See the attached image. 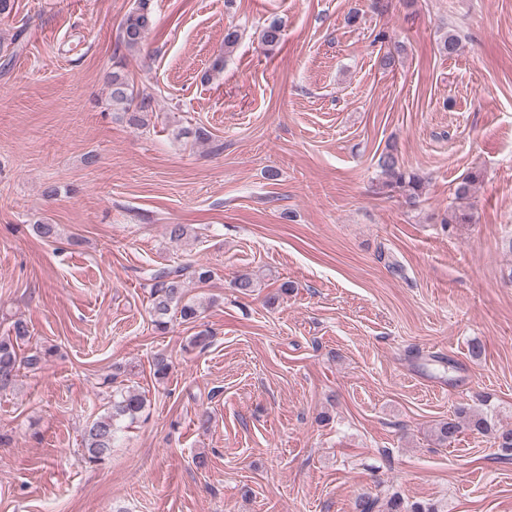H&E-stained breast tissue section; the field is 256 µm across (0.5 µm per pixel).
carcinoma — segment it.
Here are the masks:
<instances>
[{
    "mask_svg": "<svg viewBox=\"0 0 512 512\" xmlns=\"http://www.w3.org/2000/svg\"><path fill=\"white\" fill-rule=\"evenodd\" d=\"M149 0H139L138 7L130 12L120 23L117 35V49L136 52L141 49L146 34L153 25V14L148 6ZM283 36V25L272 20L261 32L262 43L266 46L277 45ZM111 87L109 105L123 113L129 125L141 128L146 125L147 114L153 111L154 99L151 94L134 87L127 75L116 65L109 78ZM383 180L381 186L391 192L398 191L405 204L415 209L420 204L425 188V178L416 171L407 170L400 165L393 150L383 152L378 159ZM482 179L478 169L470 170L455 189L456 199L467 201L476 184ZM473 221L471 208L458 206L444 224H470ZM183 268L175 267L156 272L152 276L151 313L157 328H167L168 316L174 311L184 322H194L199 316L196 304L185 300ZM30 337L28 324L17 319L13 321L8 334L0 336V390L13 385L20 369L32 372L42 368L52 355L49 348L32 351L26 355L20 353V347ZM146 399L133 387H123L113 391L112 400L104 412L89 421L83 429L81 453L83 460L92 465L105 462L112 454L116 435L134 423L144 412ZM464 430L481 435H493L494 443L502 451L512 452V428H495L487 416L477 412L470 405H461L454 415L443 420L434 428L436 440L448 444ZM355 512H445L444 506L426 502H407L398 494L382 500L370 495H361L354 502Z\"/></svg>",
    "mask_w": 512,
    "mask_h": 512,
    "instance_id": "cac0c4a2",
    "label": "carcinoma"
}]
</instances>
